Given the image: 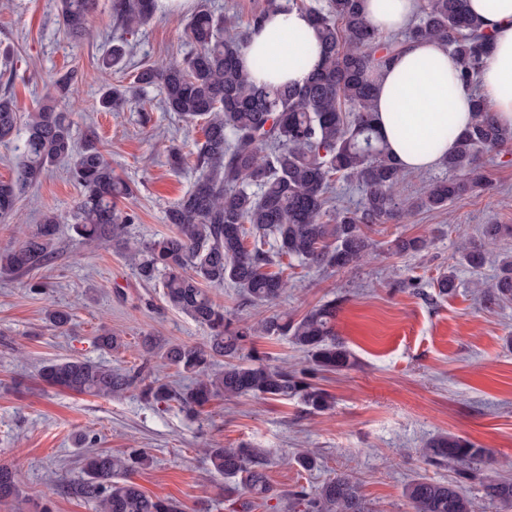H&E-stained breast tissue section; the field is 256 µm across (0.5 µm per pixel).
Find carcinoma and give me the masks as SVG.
<instances>
[{
	"mask_svg": "<svg viewBox=\"0 0 512 512\" xmlns=\"http://www.w3.org/2000/svg\"><path fill=\"white\" fill-rule=\"evenodd\" d=\"M157 0H112L116 22L129 34L152 19ZM94 0H59V18L67 34L86 32ZM296 9L306 13L319 34L323 66L304 85L255 84L240 64L241 50L252 31L272 10ZM185 34L194 50L179 61L144 65L133 83L106 84L99 107L120 112L141 94L157 87L164 107L191 124H200L203 141L196 144L194 168L198 177L166 211V222L176 227L171 235L132 243L127 225L135 216L118 208L130 188L113 174L112 163L98 137L86 136L76 148L72 123L65 106L78 92L74 72L54 81L53 93L38 111L20 122L14 97L0 94V141L18 139L20 155L12 176L0 180V221L13 215L20 198L36 185L58 160L69 162L71 176L81 186L71 224L87 246L109 243L128 256L141 279L161 277L163 294L172 308L208 330L203 345L164 342L145 335L143 351L194 376L179 389L142 369L127 371L81 358L49 362L40 376L47 384L80 394L110 398L139 389L141 397L158 406L176 403L186 414L200 413L212 397H252L260 400L297 398L311 413L332 408V397L314 380L324 373L354 367L355 355L333 327L339 300L313 307L296 320L274 314L244 325H233L224 306L209 288L229 281L240 289L245 302L272 304L288 288L284 271H270L276 256L296 259L308 267L349 268L369 255L372 242L367 229L385 224L405 212L426 208L444 210L455 199L484 187V156L512 145V128L498 124L494 113L477 92L478 76L488 53L490 34L467 11V0H421L419 10L400 35L384 36L370 26L360 0H323L312 6L304 0H267L253 12L244 31L230 33L224 16L207 7L187 20ZM443 42L458 59L460 79L473 90L474 123L455 137L454 150L441 165L451 176L428 183L413 200L398 191L405 179L388 152L376 125L372 102L376 77L411 43ZM124 40L112 46L102 68H119L127 56ZM339 176L362 190L359 206L326 215L327 193ZM61 216L42 214L36 229L14 246L0 250V269L26 274L47 266L56 254V230ZM504 231L500 224L483 227V241L468 238L461 245V261L472 268L486 259V243ZM252 243H247V239ZM423 236H397L387 242L395 255L427 250ZM512 297V255L499 260L495 289L483 294L496 304ZM49 323L63 328L69 311L52 306ZM287 336L307 355L303 368L271 366L255 353L243 354L255 337ZM100 347L117 351L121 337L106 327L97 336ZM224 358V370L210 367ZM431 462L455 467L459 480L411 481L405 488L412 512H478V501L461 484L476 482L482 497L512 507V478L481 473L489 449L451 435H439L424 448ZM212 469L238 478L250 494L272 493L265 469L267 460L258 448L206 449ZM142 448L114 455L97 451L86 458V477L74 492L94 512H179V506L145 493L130 478L135 469L150 463ZM19 495L15 472L0 466V502ZM291 508L302 512H369L359 486L337 475L310 494L301 488L288 494Z\"/></svg>",
	"mask_w": 512,
	"mask_h": 512,
	"instance_id": "1",
	"label": "carcinoma"
}]
</instances>
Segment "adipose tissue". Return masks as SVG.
<instances>
[{
  "instance_id": "obj_1",
  "label": "adipose tissue",
  "mask_w": 512,
  "mask_h": 512,
  "mask_svg": "<svg viewBox=\"0 0 512 512\" xmlns=\"http://www.w3.org/2000/svg\"><path fill=\"white\" fill-rule=\"evenodd\" d=\"M419 0H363L362 10L381 32L404 29ZM469 9L493 36L480 73L481 90L497 120L512 128V0H469ZM260 85H301L322 63L309 17L300 11L270 13L241 52ZM458 60L437 41L410 44L378 76L377 126L407 171H426L452 151L454 134L474 120L472 92L457 78Z\"/></svg>"
}]
</instances>
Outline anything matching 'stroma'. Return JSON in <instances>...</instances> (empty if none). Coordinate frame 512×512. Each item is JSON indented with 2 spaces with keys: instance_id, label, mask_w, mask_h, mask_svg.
<instances>
[{
  "instance_id": "stroma-1",
  "label": "stroma",
  "mask_w": 512,
  "mask_h": 512,
  "mask_svg": "<svg viewBox=\"0 0 512 512\" xmlns=\"http://www.w3.org/2000/svg\"><path fill=\"white\" fill-rule=\"evenodd\" d=\"M123 36L112 0H97L89 33L72 40L57 18V0H0V91L10 90L20 115L33 112L51 92L57 74L75 70L79 91L66 106L76 142L96 133L117 176L131 185L125 207L137 215L131 237L148 240L171 233L165 212L193 185L192 165L171 168L170 148L191 155L202 138L198 126L165 111L158 90L136 106L102 112V84H128L136 68L182 58L192 51L176 18L162 14L127 36L133 53L124 70L105 72L99 60ZM487 190L455 200L448 210L416 209L400 222L368 231L376 253L352 269H319L289 261L285 294L276 305L243 303L237 288L214 289L233 319L255 321L275 313L300 318L334 298L337 336L357 365L318 381L334 399L331 410L306 413L294 400L226 399L218 396L196 417L179 407L161 411L138 389L106 399L49 387L39 369L50 361L80 357L115 367L142 360L141 339L150 334L200 345L207 331L171 308L160 281L143 282L112 245L86 248L71 229L80 187L60 161L18 204L14 219L0 222V249L35 229L45 210L62 214L57 254L45 268L24 275L0 274V465L18 474V499L0 512H93L65 486L84 477L90 450L122 453L146 449L151 462L132 473L147 493L179 503L182 512H230L225 479L204 451L220 445L264 450L275 498H252L251 512H288V492L317 487L344 474L358 483L372 512H411L404 495L413 479L451 481L455 471L426 462L423 448L451 434L490 449L486 475L512 478V301L492 307L480 297L496 281L493 264H462L461 236L479 238L483 225H512V150L486 158ZM399 235L430 239L428 251L392 255L387 241ZM455 267L448 295L436 279ZM42 281L44 293L30 291ZM72 314L63 329L46 319L49 306ZM107 327L125 343L116 352L98 347ZM312 448L309 471L294 463Z\"/></svg>"
}]
</instances>
